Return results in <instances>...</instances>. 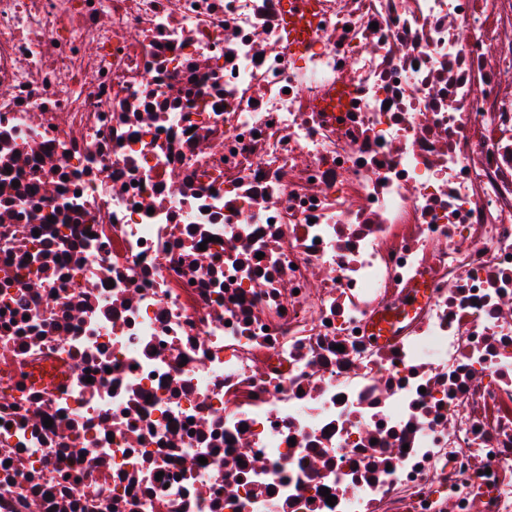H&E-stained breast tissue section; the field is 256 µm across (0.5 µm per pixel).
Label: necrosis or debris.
Here are the masks:
<instances>
[{
	"label": "necrosis or debris",
	"instance_id": "1",
	"mask_svg": "<svg viewBox=\"0 0 512 512\" xmlns=\"http://www.w3.org/2000/svg\"><path fill=\"white\" fill-rule=\"evenodd\" d=\"M304 2L0 0V512H512V0Z\"/></svg>",
	"mask_w": 512,
	"mask_h": 512
}]
</instances>
